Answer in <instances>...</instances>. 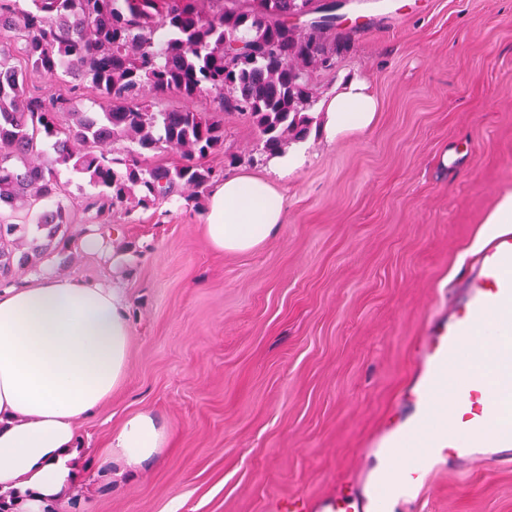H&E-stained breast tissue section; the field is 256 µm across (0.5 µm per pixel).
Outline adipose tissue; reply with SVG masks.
Here are the masks:
<instances>
[{
    "instance_id": "adipose-tissue-1",
    "label": "adipose tissue",
    "mask_w": 512,
    "mask_h": 512,
    "mask_svg": "<svg viewBox=\"0 0 512 512\" xmlns=\"http://www.w3.org/2000/svg\"><path fill=\"white\" fill-rule=\"evenodd\" d=\"M324 110L334 140L369 127L378 103L367 82L352 77ZM304 161L299 148L275 158L273 176L217 183L203 213L210 245L244 253L272 239L287 217L278 182ZM129 340L120 289L51 276L0 289V494L22 496L26 512H46L72 494L81 450L77 423L124 383ZM167 442L151 413L129 416L107 445L113 477L153 460Z\"/></svg>"
}]
</instances>
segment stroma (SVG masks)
<instances>
[{
    "mask_svg": "<svg viewBox=\"0 0 512 512\" xmlns=\"http://www.w3.org/2000/svg\"><path fill=\"white\" fill-rule=\"evenodd\" d=\"M397 16L361 0L367 27L320 100L351 76L380 110L367 129L304 142L281 180L287 220L248 253L215 251L206 198L165 202L164 217L112 214L101 250L14 269L122 289L130 321L123 386L82 418V492L60 512H266L275 498L350 488L366 443L396 417L412 353L441 289L480 247L512 192V0H400ZM238 115L224 118L225 174L271 159ZM239 156L229 165L225 155ZM151 412L169 441L132 478L105 449L122 419ZM398 512H512V468L448 475L424 507Z\"/></svg>",
    "mask_w": 512,
    "mask_h": 512,
    "instance_id": "1",
    "label": "stroma"
}]
</instances>
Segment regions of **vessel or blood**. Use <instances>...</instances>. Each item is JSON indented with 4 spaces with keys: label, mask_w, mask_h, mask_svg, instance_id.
I'll return each instance as SVG.
<instances>
[{
    "label": "vessel or blood",
    "mask_w": 512,
    "mask_h": 512,
    "mask_svg": "<svg viewBox=\"0 0 512 512\" xmlns=\"http://www.w3.org/2000/svg\"><path fill=\"white\" fill-rule=\"evenodd\" d=\"M416 364L401 396L408 410L370 441L379 465L361 475L358 493L291 497L274 512H395L421 500L448 460L487 464L512 448V230L492 233L430 313Z\"/></svg>",
    "instance_id": "1"
}]
</instances>
